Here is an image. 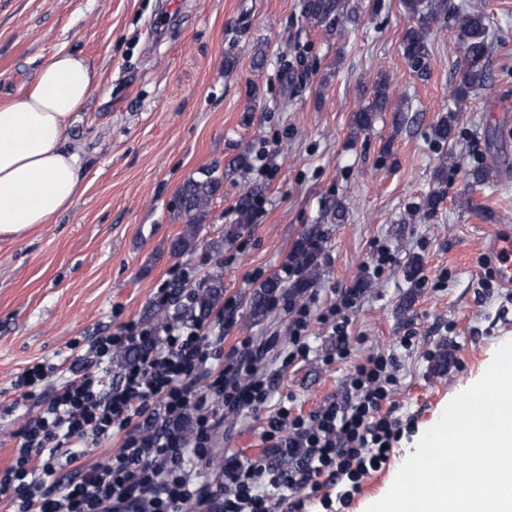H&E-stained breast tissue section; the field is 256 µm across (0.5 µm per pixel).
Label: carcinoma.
<instances>
[{
    "mask_svg": "<svg viewBox=\"0 0 512 512\" xmlns=\"http://www.w3.org/2000/svg\"><path fill=\"white\" fill-rule=\"evenodd\" d=\"M403 7L410 18L402 39L403 55L410 68L423 75L430 61L428 35L433 26L448 18V0H402ZM346 0H305L303 14L306 22L312 26L333 27L342 22ZM456 46L462 55V62L455 68L456 88L454 108L434 124L432 135L435 141L447 143L453 140L457 132V114L462 111V103L472 95L490 87L487 59L492 47V33L487 16L481 12L454 13ZM389 77L379 73L372 85L373 100L367 106L360 107L353 115L352 124L359 132L367 131L373 121V113L382 112L389 105ZM492 168L485 159H480L467 170L468 178L475 184L490 181ZM224 182V175L216 167H207L198 171V175L189 177L180 187L177 196L179 212L188 218L185 230L170 243V252L183 253L197 238L201 221L207 214L208 206ZM252 196L244 195L238 205L239 223L225 231L222 237L210 242L211 251L218 255L224 250V242L231 240L250 220ZM321 231L316 227L307 229L301 240L293 247L288 256V264L296 269L297 279L289 288L291 293L299 295L311 288L320 278L317 262L318 244ZM282 291L281 280L270 277L261 283L255 293L252 315L264 316L267 305ZM224 298L223 275L216 272L209 276L208 282L194 293L189 317L194 320L208 318L220 306Z\"/></svg>",
    "mask_w": 512,
    "mask_h": 512,
    "instance_id": "cac0c4a2",
    "label": "carcinoma"
}]
</instances>
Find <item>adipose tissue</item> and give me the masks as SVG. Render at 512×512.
I'll return each instance as SVG.
<instances>
[{
    "label": "adipose tissue",
    "mask_w": 512,
    "mask_h": 512,
    "mask_svg": "<svg viewBox=\"0 0 512 512\" xmlns=\"http://www.w3.org/2000/svg\"><path fill=\"white\" fill-rule=\"evenodd\" d=\"M99 75L87 60L59 51L40 65L21 100L0 104V238L20 239L69 208L82 164L65 144Z\"/></svg>",
    "instance_id": "adipose-tissue-1"
}]
</instances>
